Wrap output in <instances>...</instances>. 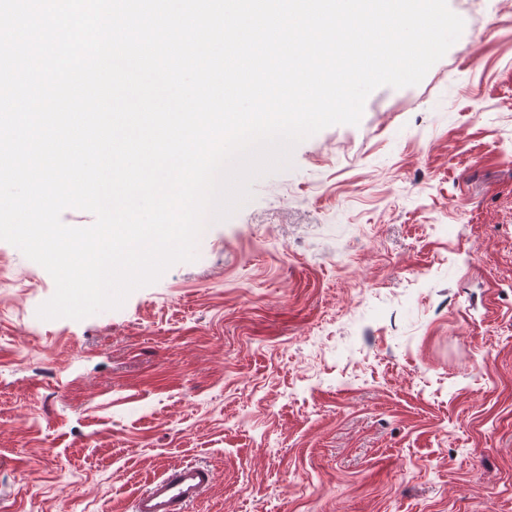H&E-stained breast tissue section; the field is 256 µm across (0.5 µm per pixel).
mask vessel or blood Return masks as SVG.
<instances>
[{
    "label": "vessel or blood",
    "mask_w": 512,
    "mask_h": 512,
    "mask_svg": "<svg viewBox=\"0 0 512 512\" xmlns=\"http://www.w3.org/2000/svg\"><path fill=\"white\" fill-rule=\"evenodd\" d=\"M207 466L183 463L164 469L133 501L132 512H187L214 484Z\"/></svg>",
    "instance_id": "obj_1"
}]
</instances>
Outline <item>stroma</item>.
<instances>
[{"label":"stroma","mask_w":512,"mask_h":512,"mask_svg":"<svg viewBox=\"0 0 512 512\" xmlns=\"http://www.w3.org/2000/svg\"><path fill=\"white\" fill-rule=\"evenodd\" d=\"M264 175L197 257L77 321L0 241V512H512V0ZM207 466L183 463L164 469L133 501V512H185L214 484Z\"/></svg>","instance_id":"1"}]
</instances>
